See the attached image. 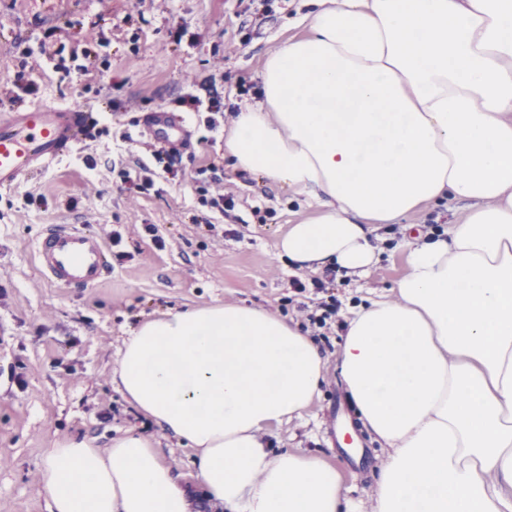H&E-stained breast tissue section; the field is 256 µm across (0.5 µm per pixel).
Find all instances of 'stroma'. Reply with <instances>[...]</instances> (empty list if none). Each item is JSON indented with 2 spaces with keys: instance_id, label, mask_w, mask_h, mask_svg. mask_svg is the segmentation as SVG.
Wrapping results in <instances>:
<instances>
[{
  "instance_id": "stroma-1",
  "label": "stroma",
  "mask_w": 512,
  "mask_h": 512,
  "mask_svg": "<svg viewBox=\"0 0 512 512\" xmlns=\"http://www.w3.org/2000/svg\"><path fill=\"white\" fill-rule=\"evenodd\" d=\"M305 0H0V52L16 38L40 55L27 71L25 104L45 101L93 106L90 137L47 173L0 190V512H48L39 485L47 448L67 437L107 446L125 430H147L174 475L189 477L192 449L144 415L112 383L118 352L131 330L159 313L187 305L263 307L308 329L327 359L320 395L303 414L268 434L288 448L335 466L354 512H373L372 494L387 450L362 423L336 370L351 309L388 291L407 272L400 227L382 225V255L367 276L334 274L325 288L308 272L275 260L289 225L304 218L285 186L229 166L224 130L181 112L178 98L206 97L212 80L225 107L260 101V73L270 52L302 29L290 17ZM186 27L182 41L173 25ZM95 53L107 69L63 75L60 61ZM198 85H187L186 76ZM138 110H125L127 100ZM181 113L192 138L176 176L129 202L120 170L151 164L143 144L144 113ZM220 165L234 206L220 213L201 205L198 171ZM92 181L98 196L74 198ZM49 224L112 225L122 235L112 272L92 288H61L41 276L34 242ZM154 225L147 234L145 225ZM305 288L293 287V280ZM335 302L324 327L309 315Z\"/></svg>"
}]
</instances>
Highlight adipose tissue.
<instances>
[{"mask_svg": "<svg viewBox=\"0 0 512 512\" xmlns=\"http://www.w3.org/2000/svg\"><path fill=\"white\" fill-rule=\"evenodd\" d=\"M272 51L262 99L224 156L312 209L276 259L366 276L377 225L459 203L460 221L403 238L408 272L352 310L336 357L387 448L375 512H512V0H310ZM326 359L256 306L188 305L134 329L114 380L193 448L220 512H352L335 467L265 435L319 396ZM49 512H193L132 431L47 452Z\"/></svg>", "mask_w": 512, "mask_h": 512, "instance_id": "adipose-tissue-1", "label": "adipose tissue"}]
</instances>
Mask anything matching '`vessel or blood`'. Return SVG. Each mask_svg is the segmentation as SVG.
I'll list each match as a JSON object with an SVG mask.
<instances>
[{
	"label": "vessel or blood",
	"instance_id": "vessel-or-blood-1",
	"mask_svg": "<svg viewBox=\"0 0 512 512\" xmlns=\"http://www.w3.org/2000/svg\"><path fill=\"white\" fill-rule=\"evenodd\" d=\"M95 122L76 104L24 105L0 114V189L47 170L66 157ZM142 124L163 147L188 143L182 118L170 112H148ZM42 275L65 288H91L111 272L100 240L80 224H51L35 244Z\"/></svg>",
	"mask_w": 512,
	"mask_h": 512
}]
</instances>
